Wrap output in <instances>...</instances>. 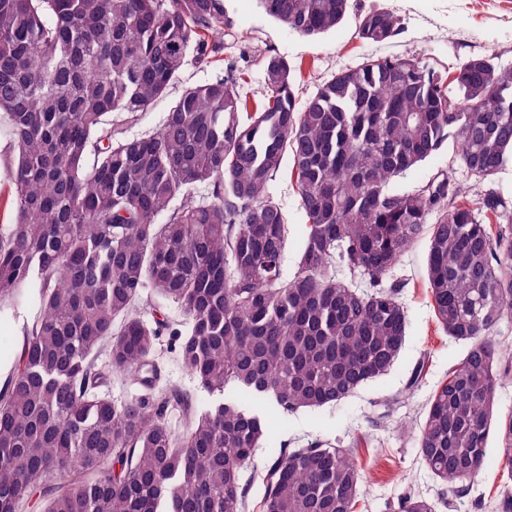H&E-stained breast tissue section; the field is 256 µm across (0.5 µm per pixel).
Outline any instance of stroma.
Instances as JSON below:
<instances>
[{
    "mask_svg": "<svg viewBox=\"0 0 512 512\" xmlns=\"http://www.w3.org/2000/svg\"><path fill=\"white\" fill-rule=\"evenodd\" d=\"M225 6L224 51L205 66L187 60L167 96L140 113L138 121L125 125L126 135L159 129L186 88L224 77L228 63L239 61L244 54L251 56L252 63L240 91L248 101L261 100L265 83L259 58L269 49L293 68V90L300 102L333 75L369 59L414 57L448 82L461 63L476 56H490L498 68H512V0H349L344 19L316 38L288 32L263 13L258 0H226ZM377 8L393 12L400 20L401 31L379 43L361 40L357 35L358 19ZM270 192L287 212L284 269L290 276L296 270L295 256L305 233L298 195L290 177L284 174L271 182ZM427 252V239H419L395 269L396 275L407 281L402 300L409 327L405 345L386 374L369 380L339 404L304 408L288 416L246 392H236L243 408L263 410L269 418L268 440L258 449L245 475L248 512H260L263 479L271 456L281 444L298 440L351 444L355 459L368 477L356 512H391L397 499L409 491L435 497L440 482L417 458L415 439L404 429L419 426L429 396L447 379L449 368L463 359L467 347L449 338L435 319L426 286ZM36 314L37 306L32 302L15 309L0 308V384L9 375L24 329ZM171 341V336H162L163 348L158 352L163 383L192 393L198 403L212 402V395L198 386L174 354L167 352ZM420 362L425 365L422 379L415 387H408V379ZM489 447L474 496L456 499L449 512H493L502 489L512 482L507 478L497 440H490Z\"/></svg>",
    "mask_w": 512,
    "mask_h": 512,
    "instance_id": "1",
    "label": "stroma"
}]
</instances>
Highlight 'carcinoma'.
<instances>
[{
  "label": "carcinoma",
  "instance_id": "1",
  "mask_svg": "<svg viewBox=\"0 0 512 512\" xmlns=\"http://www.w3.org/2000/svg\"><path fill=\"white\" fill-rule=\"evenodd\" d=\"M290 32L336 27L348 0H258ZM224 0H0V116L14 154L15 223L0 225V307L39 308L0 389V512H247L267 423L225 397L238 387L282 414L338 403L385 374L405 343L400 258L428 235L427 286L443 331L468 344L429 397L417 453L442 487L397 512H436L482 469L495 393L512 352V202L491 187L512 161V70L467 60L458 95L416 58L371 59L303 105L288 61L264 59L248 112V70L186 89L150 134L122 136L166 96L187 57L222 48ZM401 30L373 10L357 34ZM473 179L441 170L394 183L448 143ZM305 222L283 277L288 224L269 192L286 152ZM491 212L497 229L484 223ZM178 305L176 358L208 392L160 384L167 322L139 312L146 289ZM144 393L94 391L93 355ZM179 412L176 430L167 415ZM512 469V415L497 428ZM364 474L342 443L284 448L267 466L261 512H355Z\"/></svg>",
  "mask_w": 512,
  "mask_h": 512
}]
</instances>
